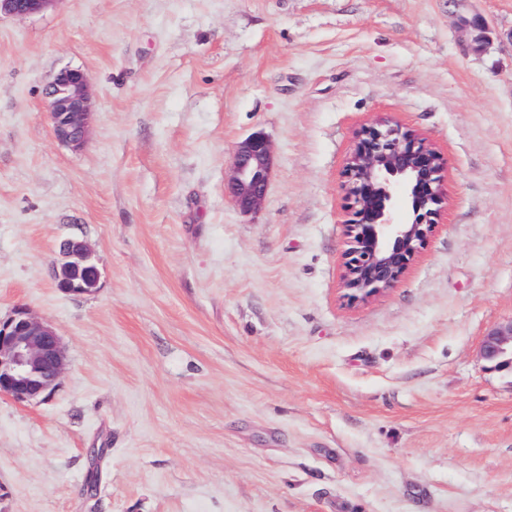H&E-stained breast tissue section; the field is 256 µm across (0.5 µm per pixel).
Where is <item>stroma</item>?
<instances>
[{"mask_svg": "<svg viewBox=\"0 0 512 512\" xmlns=\"http://www.w3.org/2000/svg\"><path fill=\"white\" fill-rule=\"evenodd\" d=\"M492 27L485 51L461 14ZM84 71L74 151L46 86ZM440 152L445 200L398 284L341 298L345 162L377 117ZM268 135L267 196L225 184ZM77 238L97 289L59 291ZM67 351L0 395V512H512V0H58L0 20V317ZM107 447L100 494L88 451ZM273 149L264 132L241 142L233 156L226 191L240 212L249 214L262 206L271 175ZM480 356L495 369L500 357L508 356L512 365V320L490 330L482 339Z\"/></svg>", "mask_w": 512, "mask_h": 512, "instance_id": "1", "label": "stroma"}]
</instances>
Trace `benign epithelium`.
<instances>
[{
  "label": "benign epithelium",
  "mask_w": 512,
  "mask_h": 512,
  "mask_svg": "<svg viewBox=\"0 0 512 512\" xmlns=\"http://www.w3.org/2000/svg\"><path fill=\"white\" fill-rule=\"evenodd\" d=\"M55 0H0V18L26 17L47 10ZM461 37L480 52L490 38L481 18L463 19ZM54 138L80 149L93 119L84 72L65 68L45 89ZM273 149L262 131L241 142L233 156L226 191L240 212L262 206L271 175ZM443 159L415 130L380 119L361 127L343 171V188L351 219L349 248L342 271L343 299L366 302L394 287L424 248L443 199ZM64 260L53 268L56 286L68 294H89L99 270L86 243L68 239ZM480 356L490 367L512 358V321L490 330ZM67 355L60 337L47 323L20 309L0 319V395L24 403L52 391L65 372Z\"/></svg>",
  "instance_id": "1"
}]
</instances>
